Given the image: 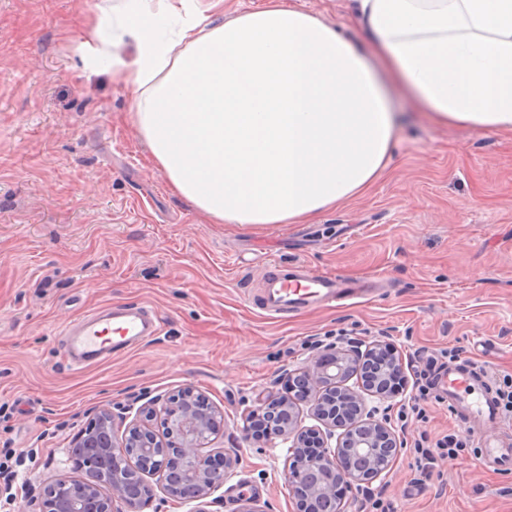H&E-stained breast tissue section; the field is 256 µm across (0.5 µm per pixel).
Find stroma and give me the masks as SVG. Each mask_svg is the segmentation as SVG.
I'll use <instances>...</instances> for the list:
<instances>
[{
    "label": "stroma",
    "mask_w": 512,
    "mask_h": 512,
    "mask_svg": "<svg viewBox=\"0 0 512 512\" xmlns=\"http://www.w3.org/2000/svg\"><path fill=\"white\" fill-rule=\"evenodd\" d=\"M294 2L365 45L353 0ZM87 8L0 0V449L31 485L15 504L0 481V512H39L46 482L85 478L65 450L99 410L120 427L187 386L224 416L216 447L239 455L213 512L244 493L296 512L288 445L253 436L249 418L305 366L314 337L389 342L409 382L421 351L484 374L494 392L512 386V133L429 122L399 90L395 151L368 194L311 224H213L148 161L122 86L84 71ZM269 256L377 277L381 292L272 319L259 301ZM118 303L154 307L161 335L82 370L64 361L60 325ZM408 399L366 400L404 444L368 483L385 512H512V471L482 465L476 438L416 470L414 442L465 429L433 397L424 415L398 420Z\"/></svg>",
    "instance_id": "stroma-1"
}]
</instances>
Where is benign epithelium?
Wrapping results in <instances>:
<instances>
[{"instance_id":"7a95c632","label":"benign epithelium","mask_w":512,"mask_h":512,"mask_svg":"<svg viewBox=\"0 0 512 512\" xmlns=\"http://www.w3.org/2000/svg\"><path fill=\"white\" fill-rule=\"evenodd\" d=\"M381 350L388 351V355L370 368L371 377H360L363 393L347 386L354 376L352 369L361 368ZM397 360L396 350L385 343L358 342L347 349L316 351L302 371L289 377V387H298L306 396L317 395L313 416L322 429L316 433L319 451L311 457L305 455L308 441L297 430L293 404L271 397L259 409L262 413L273 404L282 412L273 434L290 443L288 453L293 456V464L288 481L300 497L299 512H305L315 500L336 497L340 486L349 491L361 484V469L374 468L380 474L391 470L400 443L387 422L366 411L364 395L383 400L393 397L384 381ZM194 398L193 388L187 387L167 400L162 438L151 426L154 411L146 409L125 429L122 446L115 445L109 432L114 424L112 412L100 410L96 417L99 426L85 428L67 449L70 461L75 459L74 449H84L82 464L88 468L89 478L59 479L49 485L45 491L47 508L52 512H138L145 477L157 476L169 496L195 504L193 512H207V503L217 502L211 498L212 493L230 476L238 456L237 449L226 448L220 455L224 469L214 466L217 455L211 444L224 432V415L211 406L199 409ZM341 421L351 422V427L360 432L351 439L344 435L335 438Z\"/></svg>"}]
</instances>
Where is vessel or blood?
<instances>
[{
    "mask_svg": "<svg viewBox=\"0 0 512 512\" xmlns=\"http://www.w3.org/2000/svg\"><path fill=\"white\" fill-rule=\"evenodd\" d=\"M267 286L261 293L263 309L274 318L332 304L359 294V286L336 275L297 264L282 269L277 261L265 265ZM162 322L155 311L142 305L109 306L67 323L62 334V357L71 363L91 364L111 356L113 350L160 335ZM448 414L477 433L480 460L492 468L512 467V438L482 434L485 424L501 423L502 404L485 380L472 371L452 366L438 378Z\"/></svg>",
    "mask_w": 512,
    "mask_h": 512,
    "instance_id": "1",
    "label": "vessel or blood"
}]
</instances>
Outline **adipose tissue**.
Listing matches in <instances>:
<instances>
[{
    "mask_svg": "<svg viewBox=\"0 0 512 512\" xmlns=\"http://www.w3.org/2000/svg\"><path fill=\"white\" fill-rule=\"evenodd\" d=\"M96 0L80 57L123 85L154 166L215 224H310L388 168L399 83L438 124L512 131V0H358L377 70L293 0ZM131 45L132 57L119 55Z\"/></svg>",
    "mask_w": 512,
    "mask_h": 512,
    "instance_id": "ef3b65f1",
    "label": "adipose tissue"
}]
</instances>
